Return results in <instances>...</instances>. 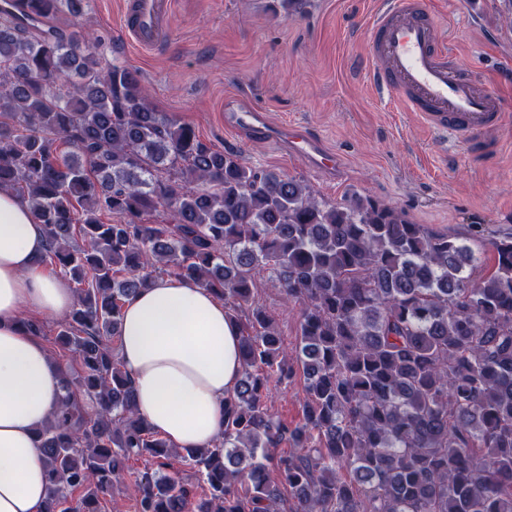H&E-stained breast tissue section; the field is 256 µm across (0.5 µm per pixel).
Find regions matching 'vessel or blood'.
I'll list each match as a JSON object with an SVG mask.
<instances>
[{
    "instance_id": "vessel-or-blood-1",
    "label": "vessel or blood",
    "mask_w": 512,
    "mask_h": 512,
    "mask_svg": "<svg viewBox=\"0 0 512 512\" xmlns=\"http://www.w3.org/2000/svg\"><path fill=\"white\" fill-rule=\"evenodd\" d=\"M174 0H124L120 20L137 47L157 50L168 39ZM371 88L415 112L439 139L483 137L504 125L505 104L493 89L462 76L435 17L420 0H383L371 26ZM293 149L322 170L338 159L305 130H294Z\"/></svg>"
}]
</instances>
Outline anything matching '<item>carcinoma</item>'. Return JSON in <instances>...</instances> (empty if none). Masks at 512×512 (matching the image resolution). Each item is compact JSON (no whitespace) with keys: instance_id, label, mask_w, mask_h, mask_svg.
<instances>
[{"instance_id":"cac0c4a2","label":"carcinoma","mask_w":512,"mask_h":512,"mask_svg":"<svg viewBox=\"0 0 512 512\" xmlns=\"http://www.w3.org/2000/svg\"><path fill=\"white\" fill-rule=\"evenodd\" d=\"M83 2L24 0L31 12L0 19V189L27 199L41 263L77 295L55 341L79 370L39 429L44 512H102L142 455L155 467L131 485L138 512H512V232L461 238L368 197L330 204L211 149L100 38L30 35ZM159 205L174 224L143 222ZM486 244L494 271L476 278ZM266 271L301 307L294 427L267 405L295 369L255 300ZM157 273L212 291L240 329L224 433L183 455L203 494L138 416L111 344Z\"/></svg>"}]
</instances>
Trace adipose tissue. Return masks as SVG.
<instances>
[{"label": "adipose tissue", "mask_w": 512, "mask_h": 512, "mask_svg": "<svg viewBox=\"0 0 512 512\" xmlns=\"http://www.w3.org/2000/svg\"><path fill=\"white\" fill-rule=\"evenodd\" d=\"M45 246L28 202L0 189V512H43L47 495L37 432L58 411L61 367L19 320L25 310L64 315L75 297L63 278L41 271ZM119 359L139 415L170 446L218 439L242 364L237 327L210 291L154 279L123 307Z\"/></svg>", "instance_id": "1"}]
</instances>
